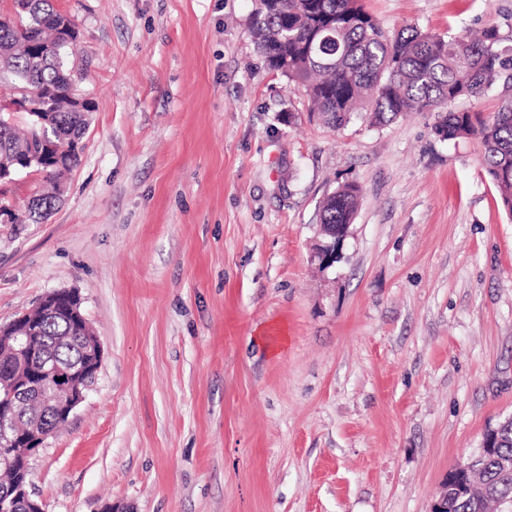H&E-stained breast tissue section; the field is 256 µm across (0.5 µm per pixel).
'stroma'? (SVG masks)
Masks as SVG:
<instances>
[{"instance_id": "obj_1", "label": "stroma", "mask_w": 512, "mask_h": 512, "mask_svg": "<svg viewBox=\"0 0 512 512\" xmlns=\"http://www.w3.org/2000/svg\"><path fill=\"white\" fill-rule=\"evenodd\" d=\"M54 4L94 110L51 217L0 223V324L75 291L103 365L31 461L45 512H430L512 416V218L478 139L431 112L328 127L257 50L254 0ZM365 4L512 51V0ZM359 202V187L355 183H346L335 190L323 202L319 224L324 236L330 239L319 249L315 257L323 267L331 266L332 250H339L344 242L349 226L353 223Z\"/></svg>"}]
</instances>
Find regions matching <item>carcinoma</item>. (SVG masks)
Instances as JSON below:
<instances>
[{
  "label": "carcinoma",
  "mask_w": 512,
  "mask_h": 512,
  "mask_svg": "<svg viewBox=\"0 0 512 512\" xmlns=\"http://www.w3.org/2000/svg\"><path fill=\"white\" fill-rule=\"evenodd\" d=\"M12 13H0V86L14 90L12 102L36 103L46 97L59 102L74 84L66 57L74 44L63 28L69 17L52 0H15ZM277 7L253 10L249 28L258 51L289 82L304 89L313 111L330 128L343 127L351 114L365 111L373 123L386 125L412 110L435 112L460 97L482 96L497 80L512 84V57L498 49V29L491 25L482 37L467 40L441 37L405 25L386 31L365 8L363 0H276ZM38 40L53 42V58H42ZM51 138L64 147L83 138L89 111L54 112ZM435 134L444 140L476 137L482 166L500 192L501 205L512 217V100L497 112H446L438 115ZM44 149L41 127L27 121L19 131L14 113L0 108V165L25 167L24 160ZM79 155L63 166L42 165L37 171L55 180L78 165ZM359 202V187L346 183L323 202L324 224H351ZM59 199L48 191L29 203L24 222L47 219ZM39 317L40 331L30 339L33 361L42 356L65 366L82 355L70 322L60 316ZM42 378L32 374L25 393L43 411L46 423L60 425L52 404L39 400ZM490 451L474 456L479 470L472 496L448 488V512H488L499 499L512 500V419L494 426Z\"/></svg>",
  "instance_id": "1"
}]
</instances>
